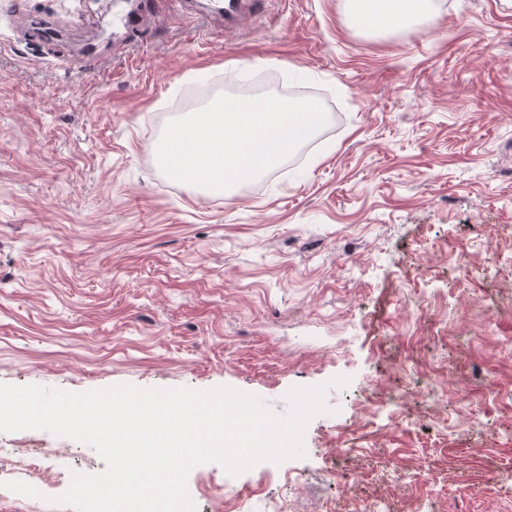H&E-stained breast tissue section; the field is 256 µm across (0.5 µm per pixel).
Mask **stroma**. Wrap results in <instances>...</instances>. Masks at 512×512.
<instances>
[{
  "label": "stroma",
  "instance_id": "1",
  "mask_svg": "<svg viewBox=\"0 0 512 512\" xmlns=\"http://www.w3.org/2000/svg\"><path fill=\"white\" fill-rule=\"evenodd\" d=\"M435 2L364 35L345 0L233 30L214 0H0V383L229 386L278 413L324 383L304 457L194 467L197 512H512V6ZM123 9L152 22L125 34ZM230 78L300 87L332 132L203 194L155 146ZM0 466L42 489L0 512H76L55 497L106 464L25 430Z\"/></svg>",
  "mask_w": 512,
  "mask_h": 512
}]
</instances>
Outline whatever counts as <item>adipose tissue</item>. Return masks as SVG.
<instances>
[{
  "label": "adipose tissue",
  "mask_w": 512,
  "mask_h": 512,
  "mask_svg": "<svg viewBox=\"0 0 512 512\" xmlns=\"http://www.w3.org/2000/svg\"><path fill=\"white\" fill-rule=\"evenodd\" d=\"M353 27L367 33L407 28L429 16L434 0H347Z\"/></svg>",
  "instance_id": "1"
}]
</instances>
